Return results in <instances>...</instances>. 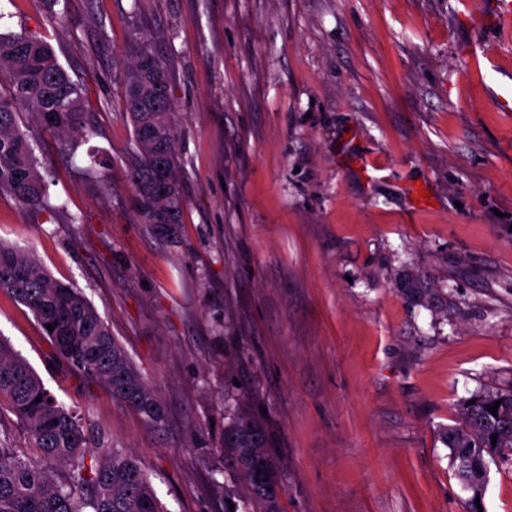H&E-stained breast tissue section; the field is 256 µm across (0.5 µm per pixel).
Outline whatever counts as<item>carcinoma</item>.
<instances>
[{
    "label": "carcinoma",
    "mask_w": 512,
    "mask_h": 512,
    "mask_svg": "<svg viewBox=\"0 0 512 512\" xmlns=\"http://www.w3.org/2000/svg\"><path fill=\"white\" fill-rule=\"evenodd\" d=\"M119 79L137 151L129 181L139 215L153 232L173 240L181 231L185 196L172 120L171 70L150 40L141 38L131 47ZM85 99V89L69 77L39 34L0 37V197L36 214L64 211V205L49 201L33 133L57 137L64 154L74 153V139L86 134ZM110 167V158L97 152L86 172L106 181ZM0 292L32 312L61 363L82 379L107 387L148 425L163 426L158 391L80 289L53 277L34 254L0 243ZM2 397L25 426L34 456L0 441V512H164L148 471L132 453L104 448L100 457L86 461L81 418L59 403L28 362L0 339ZM498 400L494 416L488 408ZM224 412L229 421L222 451L241 476L247 501L259 512H279L278 497L256 476L262 467L273 482H280L265 425L238 405L226 402ZM442 439L464 484L492 462L512 466V390L484 391L463 400L460 421Z\"/></svg>",
    "instance_id": "carcinoma-1"
}]
</instances>
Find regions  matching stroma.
Returning <instances> with one entry per match:
<instances>
[{
	"mask_svg": "<svg viewBox=\"0 0 512 512\" xmlns=\"http://www.w3.org/2000/svg\"><path fill=\"white\" fill-rule=\"evenodd\" d=\"M492 3L67 0L61 37L40 0H0V33H39L84 84L90 130L70 161L36 135L67 213L0 197V241L82 289L165 426L58 362L4 293L0 339L93 443L148 467L165 512H241L228 398L264 414L280 512H470L440 431L472 394L512 388V112L493 105L512 98V47ZM146 35L172 74L175 243L128 178L117 75ZM91 149L112 158L108 187L76 170ZM482 508L512 512V466L491 465Z\"/></svg>",
	"mask_w": 512,
	"mask_h": 512,
	"instance_id": "obj_1",
	"label": "stroma"
}]
</instances>
